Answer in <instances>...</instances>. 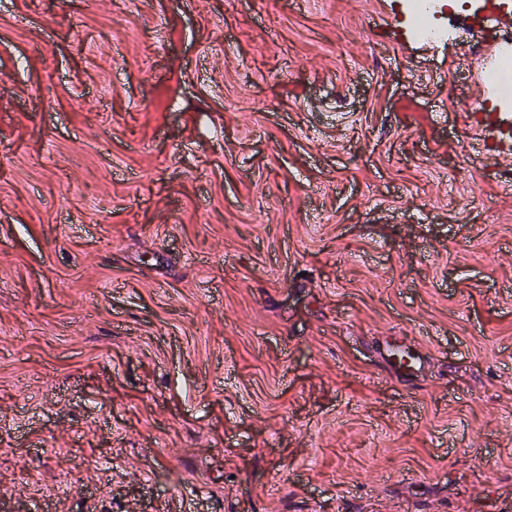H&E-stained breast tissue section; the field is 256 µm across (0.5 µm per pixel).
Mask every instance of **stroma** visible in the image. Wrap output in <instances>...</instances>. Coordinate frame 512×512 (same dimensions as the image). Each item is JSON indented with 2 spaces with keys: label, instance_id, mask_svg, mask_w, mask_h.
Returning <instances> with one entry per match:
<instances>
[{
  "label": "stroma",
  "instance_id": "1",
  "mask_svg": "<svg viewBox=\"0 0 512 512\" xmlns=\"http://www.w3.org/2000/svg\"><path fill=\"white\" fill-rule=\"evenodd\" d=\"M409 3L0 0V512H512V20ZM426 0H413L411 11L418 30L426 37L434 38L440 36V29L433 23V17L427 12ZM489 84L479 78L473 97L472 112H465V119L477 136L482 154L491 157H512V123L502 112H488L493 96ZM386 356L394 360L396 366L407 373H415L421 371L424 367V359L421 355L406 352V349H390L386 350Z\"/></svg>",
  "mask_w": 512,
  "mask_h": 512
}]
</instances>
